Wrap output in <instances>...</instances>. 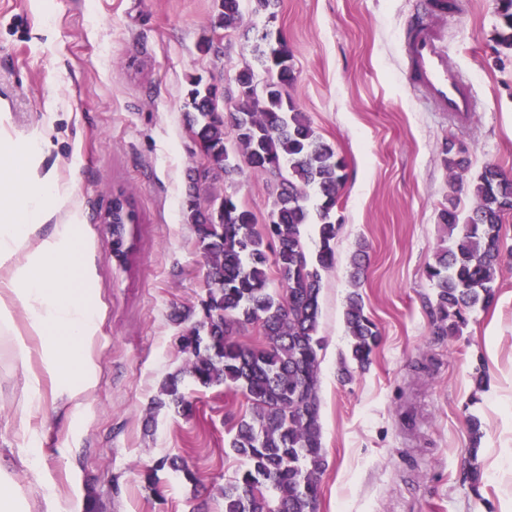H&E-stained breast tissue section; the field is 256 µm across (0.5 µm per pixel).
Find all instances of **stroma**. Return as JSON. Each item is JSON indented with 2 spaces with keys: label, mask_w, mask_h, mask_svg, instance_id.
<instances>
[{
  "label": "stroma",
  "mask_w": 512,
  "mask_h": 512,
  "mask_svg": "<svg viewBox=\"0 0 512 512\" xmlns=\"http://www.w3.org/2000/svg\"><path fill=\"white\" fill-rule=\"evenodd\" d=\"M424 2L278 0L269 12L242 0L241 25L222 35L219 0H0V113L12 136L49 140L38 170L71 191L101 303L95 394L74 415L47 399L32 422L40 467L63 497L96 498L99 512H224V482L240 465L228 440L246 399L187 377L191 414L152 401L186 361L170 315L204 293V258L182 211L186 172L202 160L185 118L190 84L199 77L236 98L239 71L263 77L255 49L269 35L292 52L290 96L347 163L336 264L320 296V512H512V261L494 304L454 337L434 333L425 274L438 208L454 192L461 208L473 203L459 180L488 163L512 172V51L495 43L496 0H454L445 13ZM420 14L473 87L470 124L436 111L409 81L405 32ZM215 38L220 53L201 52ZM449 136L470 163L459 177L440 161ZM120 191L137 216L122 266L100 222ZM273 192L270 177L245 171L201 199L234 195L262 223ZM362 243L360 291L382 341L370 367L344 382V310ZM23 401L11 346L0 341V468L35 499L14 424ZM472 415L482 432L474 457ZM173 455L201 484L167 466L146 488L143 467ZM473 460L476 485L464 479Z\"/></svg>",
  "instance_id": "35a3bbf8"
}]
</instances>
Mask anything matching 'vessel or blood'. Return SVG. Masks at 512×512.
Returning a JSON list of instances; mask_svg holds the SVG:
<instances>
[{"label": "vessel or blood", "instance_id": "1", "mask_svg": "<svg viewBox=\"0 0 512 512\" xmlns=\"http://www.w3.org/2000/svg\"><path fill=\"white\" fill-rule=\"evenodd\" d=\"M406 52L417 83L439 111L469 120L475 110L473 89L450 62L440 35L422 25L406 37Z\"/></svg>", "mask_w": 512, "mask_h": 512}]
</instances>
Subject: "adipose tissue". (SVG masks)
Masks as SVG:
<instances>
[{"mask_svg":"<svg viewBox=\"0 0 512 512\" xmlns=\"http://www.w3.org/2000/svg\"><path fill=\"white\" fill-rule=\"evenodd\" d=\"M45 139L16 141L0 126V332L12 344L27 393L16 416L19 457L40 485L38 502L0 470V512H84L85 499L62 502L40 475L31 418L52 393L64 407L83 405L97 385L99 309L93 262L77 224L57 221L68 200L52 175L38 172Z\"/></svg>","mask_w":512,"mask_h":512,"instance_id":"obj_1","label":"adipose tissue"}]
</instances>
